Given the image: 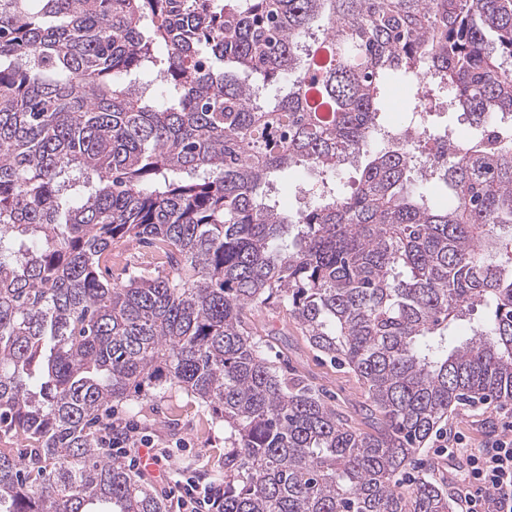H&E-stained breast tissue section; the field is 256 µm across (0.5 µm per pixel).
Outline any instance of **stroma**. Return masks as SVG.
I'll return each instance as SVG.
<instances>
[{"instance_id": "1", "label": "stroma", "mask_w": 512, "mask_h": 512, "mask_svg": "<svg viewBox=\"0 0 512 512\" xmlns=\"http://www.w3.org/2000/svg\"><path fill=\"white\" fill-rule=\"evenodd\" d=\"M253 316L257 327L269 335L270 346L264 351L266 357L285 361L289 372L306 378L328 403L350 414L356 427L368 430L363 411L366 398L354 373L311 350L285 312L259 307ZM112 419L137 425L168 454L170 467L165 480H155L146 471L140 475L163 499L166 512H177L173 496L176 476L193 478L203 488H223L224 420L194 397L178 389L164 392L147 386L138 397L113 403ZM511 430L512 417L503 414L501 403L459 406L449 414L440 433L417 450L406 475L431 478L447 490L452 499H459L464 474L443 454V447L456 437L465 445L475 447L507 435Z\"/></svg>"}]
</instances>
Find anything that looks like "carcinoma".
Masks as SVG:
<instances>
[{"label": "carcinoma", "instance_id": "carcinoma-1", "mask_svg": "<svg viewBox=\"0 0 512 512\" xmlns=\"http://www.w3.org/2000/svg\"><path fill=\"white\" fill-rule=\"evenodd\" d=\"M394 79L429 136L435 89L475 130L448 206L388 138ZM509 118L512 0H0V512H166L96 429L147 384L230 427L221 512H452L398 477L452 406L512 400ZM134 241L164 273L101 279ZM259 306L372 431L264 357ZM304 170L298 172L290 171L280 182L281 187L279 193L276 194V199L279 201V205L283 209L293 210L297 206L295 201V189L297 185V179L302 175ZM262 336L268 333L272 349L265 347L264 354L279 363L284 359L288 374L296 373L308 380L328 403L353 417L355 426L368 431L365 419L366 398L357 377L348 369L338 367L326 357L313 351L284 311L259 307L253 311Z\"/></svg>", "mask_w": 512, "mask_h": 512}]
</instances>
